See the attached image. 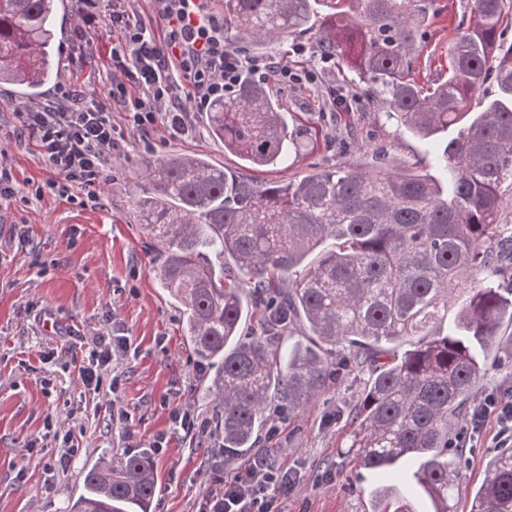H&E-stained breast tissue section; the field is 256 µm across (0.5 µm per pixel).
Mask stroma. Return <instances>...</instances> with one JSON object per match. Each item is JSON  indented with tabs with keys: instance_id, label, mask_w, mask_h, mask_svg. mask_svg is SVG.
<instances>
[{
	"instance_id": "stroma-1",
	"label": "stroma",
	"mask_w": 512,
	"mask_h": 512,
	"mask_svg": "<svg viewBox=\"0 0 512 512\" xmlns=\"http://www.w3.org/2000/svg\"><path fill=\"white\" fill-rule=\"evenodd\" d=\"M58 15V77L40 96L49 102L61 80L87 98L110 103L112 91V0H98L95 27L82 22L81 0H62ZM425 29L426 46L416 66L419 81L448 72L443 48L467 9L468 0H433ZM231 47L263 62L286 61L296 70H315L316 80L281 83L264 78L287 112L300 124L323 130L328 143L297 162L254 168L227 153L205 131L206 113L194 111V137L171 136L164 126L143 130L128 125L126 114L113 118L124 132L95 201L80 203L46 188L48 174L32 139H15L17 114L25 109L15 86L0 84V150L12 169L21 197L0 200V512H69L88 464L99 458L152 452L158 485L152 512H198L216 475L233 477L265 458L294 478L279 497L280 512H373L370 491L402 483L403 472L380 475L354 467L349 433L339 411L359 403L367 372L339 367L317 404L304 412H280L245 454L228 456L215 431L207 387L213 376L189 349L182 312L152 271L153 255L135 202L145 186L142 162L172 153L201 155L237 177L284 184L328 168L371 166L385 149L395 166L435 173L433 150L389 118L369 97L368 87L338 62L312 57L313 33L258 45L225 30ZM305 53H297V46ZM344 85L348 119L356 140L343 144L340 124L325 101L326 92ZM131 339V350L114 361L116 393L85 394L68 363L82 357L94 333ZM496 359L479 381L469 403L512 397V328L495 338ZM180 406L204 421L206 431L188 434L174 427L171 408ZM131 416L133 438L120 420ZM72 428L79 452L65 471L54 464L61 446L57 428ZM162 452L153 453L159 435ZM501 426L486 414L468 464L455 489L457 512H467L472 491L486 464L499 451Z\"/></svg>"
}]
</instances>
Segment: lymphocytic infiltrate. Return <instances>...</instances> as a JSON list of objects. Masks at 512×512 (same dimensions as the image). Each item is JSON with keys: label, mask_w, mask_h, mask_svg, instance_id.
<instances>
[{"label": "lymphocytic infiltrate", "mask_w": 512, "mask_h": 512, "mask_svg": "<svg viewBox=\"0 0 512 512\" xmlns=\"http://www.w3.org/2000/svg\"><path fill=\"white\" fill-rule=\"evenodd\" d=\"M166 23L164 40L134 21L122 0L112 7V28L119 34L112 58L120 70L112 80V100L127 112L133 126L163 125L172 135L189 137L195 126L186 102L208 107L216 98L234 92L244 73L265 75L267 63L254 60L224 40V25L207 15L205 0H156ZM139 90L128 99L127 82ZM192 93L182 99L179 90ZM20 132L35 140L49 173L48 187L77 188L87 200L98 197L107 158L120 131L105 105L87 100L74 86L60 85L54 101L25 109ZM131 347L125 336L97 334L75 370L87 392L115 389L108 372L114 360ZM288 490L285 474L261 459L231 479L216 478L200 512H275L276 497Z\"/></svg>", "instance_id": "obj_1"}]
</instances>
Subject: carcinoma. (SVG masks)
Returning <instances> with one entry per match:
<instances>
[{
	"instance_id": "obj_1",
	"label": "carcinoma",
	"mask_w": 512,
	"mask_h": 512,
	"mask_svg": "<svg viewBox=\"0 0 512 512\" xmlns=\"http://www.w3.org/2000/svg\"><path fill=\"white\" fill-rule=\"evenodd\" d=\"M224 0V25L255 42L318 28L314 53L338 60L400 126L424 139L457 128L435 155L439 175L391 166L327 169L286 184L237 180L199 156L144 162L137 201L161 287L181 306L186 341L215 368L210 395L224 451L253 447L276 407L315 403L339 351L371 377L346 419L355 467L386 473L413 459L415 485L376 491L373 512H453L467 465L452 433L492 360L494 337L512 327V44L500 42L512 0H471L469 24L448 39V78H413L427 0ZM56 0H0V83L27 98L57 73ZM502 99L482 112L473 96L489 80ZM209 135L254 167L298 158L311 129L289 124L279 101L243 81L207 113ZM257 319L246 334L243 326ZM304 323L313 346H283ZM157 487L147 453L85 471L71 512H151ZM470 512H512V448L487 464Z\"/></svg>"
}]
</instances>
